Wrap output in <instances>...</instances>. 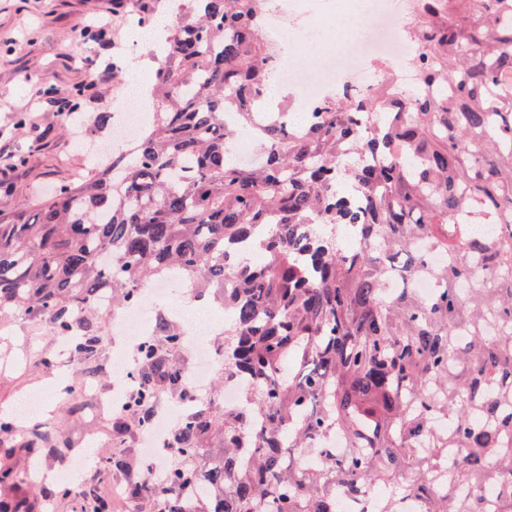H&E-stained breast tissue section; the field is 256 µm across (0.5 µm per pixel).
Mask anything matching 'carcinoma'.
Returning <instances> with one entry per match:
<instances>
[{
    "mask_svg": "<svg viewBox=\"0 0 512 512\" xmlns=\"http://www.w3.org/2000/svg\"><path fill=\"white\" fill-rule=\"evenodd\" d=\"M258 15L259 0H184L150 127L28 209H0V318L21 310L88 357L102 292L135 307L141 283L176 270L220 290L221 375L254 388L178 423L166 488L142 486L157 512H336L368 486L391 489L378 512L404 496L512 512V0H423L412 37L429 94L344 88L289 124L271 112L243 164L224 116L251 124L249 97L270 90ZM343 225L357 245L330 235ZM424 272L422 298L407 284ZM392 275L404 287L390 293ZM180 345L162 322L140 344L125 415L142 431L161 389L192 398L168 357ZM305 449L315 466L296 462ZM30 483L0 464V512H31Z\"/></svg>",
    "mask_w": 512,
    "mask_h": 512,
    "instance_id": "carcinoma-1",
    "label": "carcinoma"
}]
</instances>
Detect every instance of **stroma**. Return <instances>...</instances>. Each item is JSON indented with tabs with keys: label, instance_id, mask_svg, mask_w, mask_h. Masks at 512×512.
<instances>
[{
	"label": "stroma",
	"instance_id": "stroma-1",
	"mask_svg": "<svg viewBox=\"0 0 512 512\" xmlns=\"http://www.w3.org/2000/svg\"><path fill=\"white\" fill-rule=\"evenodd\" d=\"M111 21L112 47H104L87 36V26ZM138 26L128 0H0V148L14 154L28 149L24 166L11 169L10 191H0V209L28 207L33 197L52 191L59 183L82 173L93 159L76 142L83 135L85 121L96 113L108 112L116 99L131 100L133 77L152 85L156 63L152 48L135 44ZM130 57L132 65L123 72L112 70L116 55ZM91 57L106 77L85 99L77 122L64 127L54 108L36 105L34 93L21 83L29 73L40 82L62 89L85 85L84 57ZM117 346L109 329H101L97 354L90 363L80 364L72 348L61 337L36 326L23 314L0 320V412L13 411L15 404L59 384L86 387L78 398L47 401L36 414L17 419L16 431L5 441L16 445L19 468L38 469L41 478L28 487L39 512H82L85 488L110 496L114 512H155L154 498L131 491L143 481L145 459L137 444L136 429L117 437L113 429L118 417H107L97 407L120 383L112 373ZM43 441L36 457H29L23 445ZM82 454V468L69 481L59 473L75 454ZM120 455L129 468L100 473L99 459ZM125 493H118V486ZM71 489L61 498V489Z\"/></svg>",
	"mask_w": 512,
	"mask_h": 512
}]
</instances>
